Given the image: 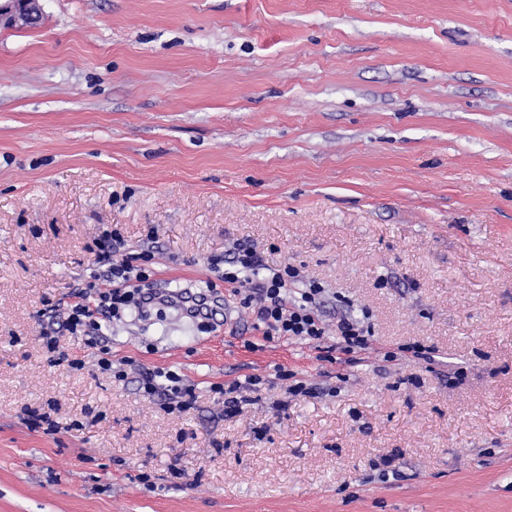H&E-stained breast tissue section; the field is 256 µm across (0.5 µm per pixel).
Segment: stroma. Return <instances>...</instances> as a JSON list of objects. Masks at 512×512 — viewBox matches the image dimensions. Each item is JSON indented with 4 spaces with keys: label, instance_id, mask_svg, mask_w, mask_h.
<instances>
[{
    "label": "stroma",
    "instance_id": "obj_1",
    "mask_svg": "<svg viewBox=\"0 0 512 512\" xmlns=\"http://www.w3.org/2000/svg\"><path fill=\"white\" fill-rule=\"evenodd\" d=\"M41 6L0 27V512H512V0ZM106 228L154 238L164 286L248 243L322 285L326 345L347 305L371 346L332 363L251 310L166 307L106 322L128 380L70 335L83 369L49 363L43 303ZM410 342L433 362L384 360ZM252 375L225 411L212 385ZM139 390L149 398H159L170 413H181L194 401V387L174 370L147 369L140 373Z\"/></svg>",
    "mask_w": 512,
    "mask_h": 512
}]
</instances>
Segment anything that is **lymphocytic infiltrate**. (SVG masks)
Segmentation results:
<instances>
[{
  "label": "lymphocytic infiltrate",
  "instance_id": "1",
  "mask_svg": "<svg viewBox=\"0 0 512 512\" xmlns=\"http://www.w3.org/2000/svg\"><path fill=\"white\" fill-rule=\"evenodd\" d=\"M124 243L117 231H103L89 265L87 278L81 280L66 304L63 322L48 320L43 324V347L53 358L68 362L71 369H82L78 360H68L60 346L61 332L82 338L95 349L97 364L102 372L122 381L127 372L112 360L109 340L102 324L119 316L121 309L137 313L149 312L158 305L161 294L153 280V243H144L140 252L124 256ZM215 281L184 287L188 298L214 295L218 285L228 288L229 298L238 307L253 309L255 327L265 341L292 340L307 344L321 343L326 335L323 318L324 290L317 283L303 282L297 267L286 264L268 267L262 256L250 245L236 244L228 256H216L209 261ZM371 332L361 321L344 312L336 321V350L347 364L369 346ZM140 391L150 398H159L167 411L184 412L194 399V388L173 370L147 369L138 379Z\"/></svg>",
  "mask_w": 512,
  "mask_h": 512
}]
</instances>
